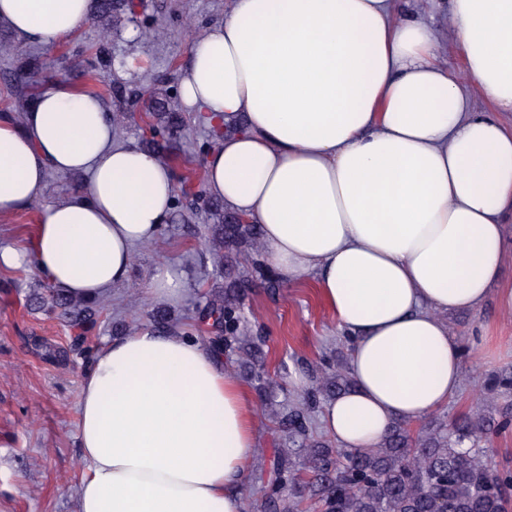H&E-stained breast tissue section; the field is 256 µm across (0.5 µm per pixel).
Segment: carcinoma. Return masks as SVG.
<instances>
[{
	"label": "carcinoma",
	"mask_w": 512,
	"mask_h": 512,
	"mask_svg": "<svg viewBox=\"0 0 512 512\" xmlns=\"http://www.w3.org/2000/svg\"><path fill=\"white\" fill-rule=\"evenodd\" d=\"M134 0H91L92 15L105 27L116 29L135 24ZM149 136L144 149L171 164L176 161L173 143L181 138L183 118L178 112H164L154 97L146 103ZM203 194L185 199L173 216L188 222L200 214L210 225L209 252L215 271H225V290L209 294L198 309V320L208 326V340L218 351L236 355L237 367L254 381L264 410L288 443L275 452L263 494L250 502L253 512H512V469L496 463L480 443L512 427V401L487 413H464L448 428L434 417L415 428L396 422L376 448L364 452L337 448L314 434L312 416L324 400L348 390L353 379L341 365L322 363L315 385L298 402L289 406L275 403L283 390L265 369V354L259 336H247L241 329L242 297L249 278L264 276L263 266L238 271L229 260L258 254L263 245L256 224L239 222V216L224 214L216 199L201 203ZM32 310L52 313L74 330L73 342H84L97 324L104 307L97 300L74 299L46 285L29 295ZM152 326L172 329L170 313L158 308L150 314ZM489 400L500 392L512 391V371L488 378Z\"/></svg>",
	"instance_id": "obj_1"
}]
</instances>
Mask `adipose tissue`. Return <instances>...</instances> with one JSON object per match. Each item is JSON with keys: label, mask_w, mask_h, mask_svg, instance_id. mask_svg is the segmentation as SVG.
<instances>
[{"label": "adipose tissue", "mask_w": 512, "mask_h": 512, "mask_svg": "<svg viewBox=\"0 0 512 512\" xmlns=\"http://www.w3.org/2000/svg\"><path fill=\"white\" fill-rule=\"evenodd\" d=\"M89 8L0 0V20L52 45ZM442 9L459 74L441 62ZM179 84L220 131L209 194L259 226L285 285L314 277L349 342L354 386L322 403L325 434L367 450L444 407L463 382L447 316L491 296L512 316V0H231ZM52 171L88 180L42 210L28 245L0 250V268L102 298L169 222L174 172L119 142L98 96L49 77L22 124L0 115V216L40 200ZM78 417L79 512H243L256 402L207 342L150 326L105 342Z\"/></svg>", "instance_id": "ef3b65f1"}]
</instances>
